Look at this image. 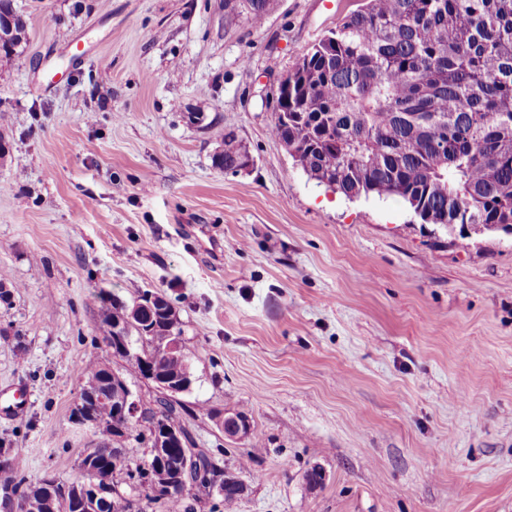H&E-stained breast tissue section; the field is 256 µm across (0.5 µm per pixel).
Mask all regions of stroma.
<instances>
[{
	"instance_id": "35a3bbf8",
	"label": "stroma",
	"mask_w": 512,
	"mask_h": 512,
	"mask_svg": "<svg viewBox=\"0 0 512 512\" xmlns=\"http://www.w3.org/2000/svg\"><path fill=\"white\" fill-rule=\"evenodd\" d=\"M357 6L271 0L257 26L240 0H14L0 403L22 410L0 448L29 481L76 478L102 440L72 421L86 359L159 398L97 299L149 292L183 330L179 421L243 483L235 512H512V236L347 199L270 132L278 79ZM228 128L245 171L213 164Z\"/></svg>"
}]
</instances>
